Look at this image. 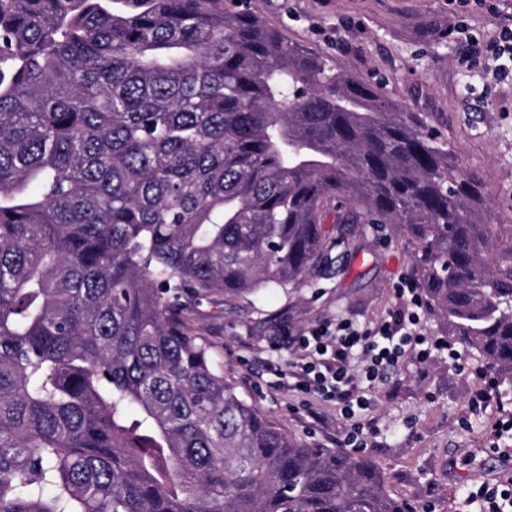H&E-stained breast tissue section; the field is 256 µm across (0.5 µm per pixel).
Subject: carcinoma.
<instances>
[{
  "label": "carcinoma",
  "instance_id": "cac0c4a2",
  "mask_svg": "<svg viewBox=\"0 0 512 512\" xmlns=\"http://www.w3.org/2000/svg\"><path fill=\"white\" fill-rule=\"evenodd\" d=\"M333 202L512 377V224L421 115L235 0H0V512H410L185 316L312 281Z\"/></svg>",
  "mask_w": 512,
  "mask_h": 512
}]
</instances>
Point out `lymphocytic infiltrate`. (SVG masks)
Returning <instances> with one entry per match:
<instances>
[{
  "label": "lymphocytic infiltrate",
  "instance_id": "1",
  "mask_svg": "<svg viewBox=\"0 0 512 512\" xmlns=\"http://www.w3.org/2000/svg\"><path fill=\"white\" fill-rule=\"evenodd\" d=\"M491 56L512 58V24L502 25L491 41L466 34L456 62L458 67L471 71L482 67ZM394 291L408 302L409 313L373 324L339 320L314 327L302 336L303 356L291 373L294 389L309 397L336 401L350 416L356 410L368 409L371 400L366 395L367 387L383 380L397 366L406 345L419 335L421 315L426 309L412 278H401ZM359 356L364 366L357 376L352 374L350 362Z\"/></svg>",
  "mask_w": 512,
  "mask_h": 512
}]
</instances>
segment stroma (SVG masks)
<instances>
[{"label": "stroma", "mask_w": 512, "mask_h": 512, "mask_svg": "<svg viewBox=\"0 0 512 512\" xmlns=\"http://www.w3.org/2000/svg\"><path fill=\"white\" fill-rule=\"evenodd\" d=\"M250 9L289 41L329 58L337 69L381 88L402 111L420 113L447 139L463 171L477 173L500 223L512 224V78L507 58L483 69L461 70L455 58L466 23L484 39L512 21V0L498 12L460 13L448 0H248ZM326 251L332 262L312 284L234 301L214 295L189 315L223 361L225 378L282 432L318 448H341L350 427L333 402H303L271 363L289 369L298 354L276 352L283 337L347 318L358 323L403 310L394 283L409 275L412 244L387 225L348 224L336 239L327 217ZM462 361L447 352L419 363L406 350L390 377L372 390L360 412L363 454L381 468L390 494L414 512H477L465 492L481 484L512 482V434L495 436L496 406L475 413L472 394L487 377L473 349Z\"/></svg>", "instance_id": "obj_1"}]
</instances>
